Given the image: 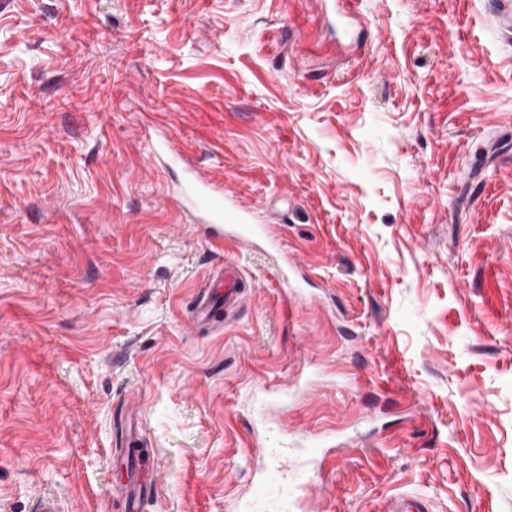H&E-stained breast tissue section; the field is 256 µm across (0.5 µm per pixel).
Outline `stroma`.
I'll return each mask as SVG.
<instances>
[{"mask_svg": "<svg viewBox=\"0 0 512 512\" xmlns=\"http://www.w3.org/2000/svg\"><path fill=\"white\" fill-rule=\"evenodd\" d=\"M318 290L213 244L183 167ZM251 286L190 321L211 273ZM304 394L253 396L295 373ZM287 424L306 512H512V37L491 0H0V512H239L243 417ZM153 487L154 484L147 479L141 469L136 466L133 468H130L129 466L126 467V483L123 484L122 488L125 492H129V490L133 492V506H137L136 504L141 498L150 494ZM428 499L420 496H398L394 498L387 512H432Z\"/></svg>", "mask_w": 512, "mask_h": 512, "instance_id": "1", "label": "stroma"}]
</instances>
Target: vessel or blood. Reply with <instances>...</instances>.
I'll return each instance as SVG.
<instances>
[{
	"instance_id": "vessel-or-blood-1",
	"label": "vessel or blood",
	"mask_w": 512,
	"mask_h": 512,
	"mask_svg": "<svg viewBox=\"0 0 512 512\" xmlns=\"http://www.w3.org/2000/svg\"><path fill=\"white\" fill-rule=\"evenodd\" d=\"M180 209L191 215L195 223L205 225L210 240L232 241L274 252L283 282H291L296 270L293 253L281 245L280 237L268 225L251 220V211L234 197L226 195L223 188L201 176L194 169H187L186 176L176 195ZM247 282L233 263H225L224 276L212 287L201 291L197 297L192 320L210 323L218 309L232 311L246 293ZM251 437L259 438L260 444L254 459L252 491L240 512H262V504L278 497L296 503L303 500L309 490L303 483L304 474L314 472L320 460L322 439H315L314 452L300 462L288 453V445L270 432L260 431L257 423H249ZM125 490L141 499L150 494L153 484L144 472L136 467L127 469ZM387 512H432L428 499L420 496L394 498Z\"/></svg>"
}]
</instances>
